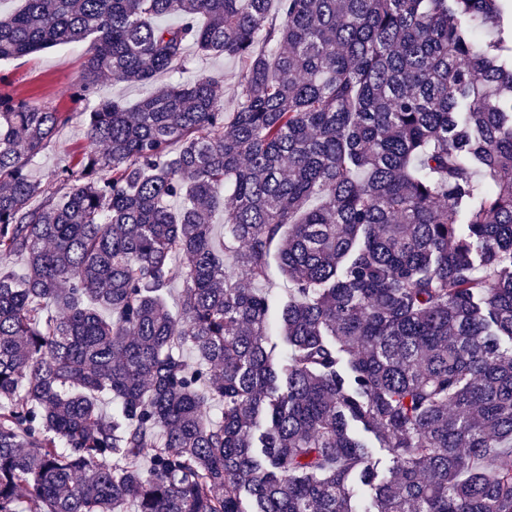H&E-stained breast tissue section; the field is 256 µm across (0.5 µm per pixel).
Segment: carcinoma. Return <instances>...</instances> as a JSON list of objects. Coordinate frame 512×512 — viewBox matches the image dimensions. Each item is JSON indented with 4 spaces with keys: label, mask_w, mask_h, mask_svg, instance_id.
<instances>
[{
    "label": "carcinoma",
    "mask_w": 512,
    "mask_h": 512,
    "mask_svg": "<svg viewBox=\"0 0 512 512\" xmlns=\"http://www.w3.org/2000/svg\"><path fill=\"white\" fill-rule=\"evenodd\" d=\"M79 42L55 186L30 166L68 116L0 95V512H512V0L0 15V60ZM190 45L244 61L235 111L222 76L95 98ZM366 433L392 466L358 508Z\"/></svg>",
    "instance_id": "1"
}]
</instances>
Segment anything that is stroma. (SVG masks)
<instances>
[{
  "label": "stroma",
  "mask_w": 512,
  "mask_h": 512,
  "mask_svg": "<svg viewBox=\"0 0 512 512\" xmlns=\"http://www.w3.org/2000/svg\"><path fill=\"white\" fill-rule=\"evenodd\" d=\"M83 44L57 45L37 53L0 62V93L27 99L41 105L70 113L56 136L31 166V175L49 183L55 171L71 163L74 154L87 144L86 116L88 101L75 97L74 89L82 79ZM243 71L235 58L192 56L187 72L162 75L158 85H166L198 75H220L224 78L225 110L237 104L234 81Z\"/></svg>",
  "instance_id": "stroma-1"
}]
</instances>
